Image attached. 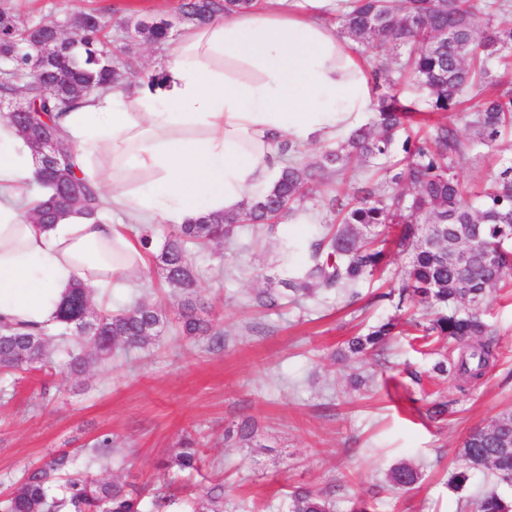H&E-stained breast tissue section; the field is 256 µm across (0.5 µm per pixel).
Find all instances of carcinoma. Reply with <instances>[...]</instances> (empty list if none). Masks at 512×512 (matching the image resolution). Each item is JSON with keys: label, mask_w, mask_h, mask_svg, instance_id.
Masks as SVG:
<instances>
[{"label": "carcinoma", "mask_w": 512, "mask_h": 512, "mask_svg": "<svg viewBox=\"0 0 512 512\" xmlns=\"http://www.w3.org/2000/svg\"><path fill=\"white\" fill-rule=\"evenodd\" d=\"M252 4L253 0H181L178 12L202 26ZM509 13L512 0H346L336 16L341 29L369 48L404 50L407 59L398 74L410 77L424 92L430 111L454 110L477 75L486 85L506 90L484 96L469 123L475 138L467 142L448 121L435 124L424 138L400 142L397 132L417 111L416 103L394 92L397 79L389 62L381 59L370 70L372 89L380 91L372 124L352 130L311 162L295 159L299 149L292 143L280 144L288 162L276 186L257 197L243 214L245 223L272 233L283 218L302 207L309 185L336 178L324 206L340 217V223L305 243H283L287 256L299 250L306 253L304 263L283 281L295 301L357 287L387 266L392 248L404 256L398 275L399 302L433 308L436 315L426 323L391 317L353 337L348 351L356 361L407 325L408 335L423 349L436 340L448 342V354L432 367L437 375L449 373L466 383L484 377L496 362L494 331L482 319L479 306L512 274V156L499 157L492 183L484 188L462 181L457 169L477 148L512 139V76L497 71L500 65L512 67V24L497 22L498 16ZM72 27L74 37L61 43L42 84L32 86L27 79L29 55L38 42L59 39L60 26L40 20L21 27L11 8L0 3V94L22 95L27 113L19 121L46 133L61 131L57 119L79 98L124 81L123 71L113 66L112 41L103 33L101 16L79 12ZM135 30L155 44H165L171 37L165 20L143 29L137 24ZM373 165L385 172L384 185L358 188L345 180L347 174H361ZM71 183L83 187L87 212L96 218L102 214L100 188L77 177L70 161L60 176H52L54 193L37 210L36 220L52 224L70 209L66 185ZM237 228L229 216L208 214L176 227L161 251L152 254L168 287L181 295L180 335L207 337L219 348L224 347L223 330L198 314L197 277L188 248L229 238ZM88 305H93L91 290L79 283L49 327L32 331L1 321L0 369L46 365L51 340L70 329L77 332L79 349L70 354L68 367L80 376L115 353L148 348L168 323L162 309L137 300L116 312L98 309L95 321L84 326L81 316ZM254 435L255 423L247 418L227 431L224 441L248 443ZM178 445V451L158 460L154 480L146 486L75 471L69 453L57 454L24 470L12 492L0 500V512H141L146 495L160 508L172 499L170 473L195 469L200 461L192 436H182ZM113 451L112 435L101 434L90 449V462L104 467ZM462 457L464 464L451 475L450 487L466 486L473 471L480 469L512 483V411L469 434ZM420 479L419 470L408 464L388 475L395 489H410ZM189 506V512H224V485L195 492ZM288 509L332 512V505L319 493L297 489ZM476 512H512V499L489 491L477 500Z\"/></svg>", "instance_id": "cac0c4a2"}]
</instances>
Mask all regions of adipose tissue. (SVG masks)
Masks as SVG:
<instances>
[{"instance_id": "obj_1", "label": "adipose tissue", "mask_w": 512, "mask_h": 512, "mask_svg": "<svg viewBox=\"0 0 512 512\" xmlns=\"http://www.w3.org/2000/svg\"><path fill=\"white\" fill-rule=\"evenodd\" d=\"M336 0H272L185 29L154 79L83 99L62 118L81 176L142 224L240 213L270 192L282 140H340L369 112L365 68L327 18ZM0 124V319L54 320L76 284L100 301L143 279L149 257L111 220L28 223L48 190Z\"/></svg>"}]
</instances>
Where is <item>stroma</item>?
I'll return each mask as SVG.
<instances>
[{"mask_svg": "<svg viewBox=\"0 0 512 512\" xmlns=\"http://www.w3.org/2000/svg\"><path fill=\"white\" fill-rule=\"evenodd\" d=\"M178 2L11 0L20 24L48 17L67 34L76 11L104 12L115 46L135 53L145 75L162 68L170 52L139 38L128 21L165 18L180 36ZM304 215L305 223L282 222L272 235L248 231L191 251L203 316L221 323L223 348L176 335L178 298L153 264L139 287L113 289L110 308L137 299L161 306L170 326L155 345L116 354L80 377L68 373L64 351L54 352L50 370L0 373V496L24 466L56 452H72L84 466L85 448L103 433L117 448L109 475L143 484L157 460L189 433L200 443L201 461L196 470L173 474L176 501L168 512H185L191 492L219 478L224 512H288V495L299 487L327 495L334 512H351L360 501L370 512H474L487 489L511 497L512 485L485 469L460 492L449 489L448 480L468 434L512 410V286L483 305L498 356L467 391L453 378H429L436 355L404 335L355 368L337 353L368 326L399 313L397 298L386 297L379 281L361 284L353 299L283 300L273 309L254 302L284 276L281 241L310 240L330 221L317 188L306 191ZM413 369L424 372L423 382L410 377ZM431 392L452 401L447 420L429 419L425 396ZM246 418L256 423L251 447H225V429ZM404 462L422 475L408 493L387 486L391 469Z\"/></svg>", "mask_w": 512, "mask_h": 512, "instance_id": "obj_1", "label": "stroma"}]
</instances>
